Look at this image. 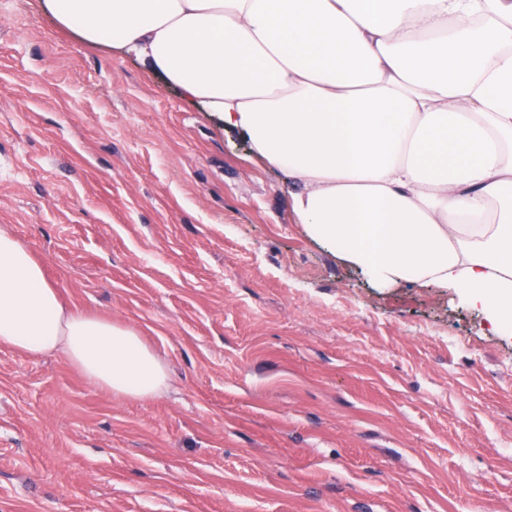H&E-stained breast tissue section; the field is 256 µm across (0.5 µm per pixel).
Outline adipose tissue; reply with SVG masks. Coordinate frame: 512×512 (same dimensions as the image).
<instances>
[{
	"instance_id": "adipose-tissue-1",
	"label": "adipose tissue",
	"mask_w": 512,
	"mask_h": 512,
	"mask_svg": "<svg viewBox=\"0 0 512 512\" xmlns=\"http://www.w3.org/2000/svg\"><path fill=\"white\" fill-rule=\"evenodd\" d=\"M134 52L293 185L307 236L372 285L452 289L512 334V0H43ZM0 345L144 398L161 360L67 307L0 230Z\"/></svg>"
}]
</instances>
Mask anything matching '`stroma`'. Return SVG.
Wrapping results in <instances>:
<instances>
[{"mask_svg": "<svg viewBox=\"0 0 512 512\" xmlns=\"http://www.w3.org/2000/svg\"><path fill=\"white\" fill-rule=\"evenodd\" d=\"M288 189L134 54L0 0V228L169 375L127 398L0 346V512H512V334L369 284Z\"/></svg>", "mask_w": 512, "mask_h": 512, "instance_id": "1", "label": "stroma"}]
</instances>
